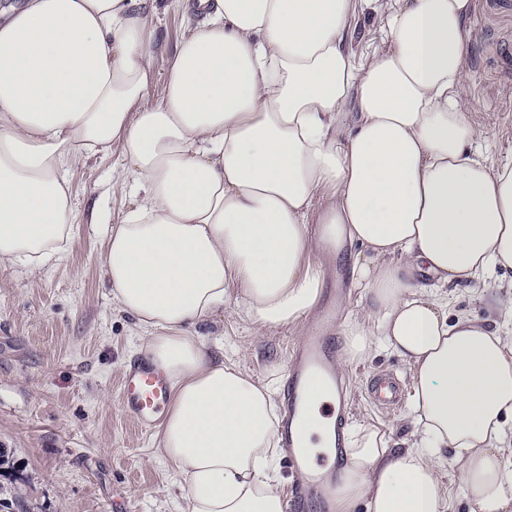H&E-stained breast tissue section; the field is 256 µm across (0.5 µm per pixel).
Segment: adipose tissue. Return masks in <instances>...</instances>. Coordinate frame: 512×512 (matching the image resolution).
<instances>
[{
	"label": "adipose tissue",
	"mask_w": 512,
	"mask_h": 512,
	"mask_svg": "<svg viewBox=\"0 0 512 512\" xmlns=\"http://www.w3.org/2000/svg\"><path fill=\"white\" fill-rule=\"evenodd\" d=\"M155 3L0 8V268L61 259L72 166L119 145L111 189L135 201L100 261L170 383L158 452L186 483L185 512H283L275 381L214 359L187 327L221 308L296 324L336 247L359 244L366 305L346 357L379 344L409 362L415 439L397 452L351 427L336 512L362 498L368 512H446L448 449L472 512H512V345L413 283L420 271L512 308V161L476 150L466 97L475 0H385L383 44L360 60L345 42L359 0H171L191 26L160 82Z\"/></svg>",
	"instance_id": "1"
}]
</instances>
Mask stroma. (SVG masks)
Returning a JSON list of instances; mask_svg holds the SVG:
<instances>
[{
  "label": "stroma",
  "mask_w": 512,
  "mask_h": 512,
  "mask_svg": "<svg viewBox=\"0 0 512 512\" xmlns=\"http://www.w3.org/2000/svg\"><path fill=\"white\" fill-rule=\"evenodd\" d=\"M152 66L164 79L189 24L158 10ZM464 58L470 117L481 152L512 160V10L475 0ZM381 23L366 5L352 20L347 43L361 58L380 45ZM119 147L78 165L72 238L63 258L33 273L0 270V512H184V483L158 455V431L142 432L124 412L119 377L134 358L138 329L111 294L100 262L104 233L131 205L111 194L120 174ZM309 318L273 331L216 313L200 326L216 357L255 379H284L291 347ZM381 370L412 380L410 365L389 349L347 363L342 375L349 425L373 426L404 449L413 425L407 405L391 413L369 399V377Z\"/></svg>",
  "instance_id": "stroma-1"
}]
</instances>
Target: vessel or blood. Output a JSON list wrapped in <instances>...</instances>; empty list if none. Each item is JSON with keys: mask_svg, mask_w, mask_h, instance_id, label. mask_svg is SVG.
I'll list each match as a JSON object with an SVG mask.
<instances>
[{"mask_svg": "<svg viewBox=\"0 0 512 512\" xmlns=\"http://www.w3.org/2000/svg\"><path fill=\"white\" fill-rule=\"evenodd\" d=\"M346 298L336 289L318 304L309 332L293 348L285 375L277 433L288 466L298 475L285 498V512H333L331 492L341 472L330 456L341 455L345 446L343 426L348 413L347 390L336 373L337 347L332 330ZM372 401L391 411L405 396V385L388 374L373 378L368 388ZM169 395L163 373L140 360L127 366L121 377L120 396L125 412L142 429L159 420ZM326 421L327 453L311 456L308 448L312 412Z\"/></svg>", "mask_w": 512, "mask_h": 512, "instance_id": "1", "label": "vessel or blood"}]
</instances>
